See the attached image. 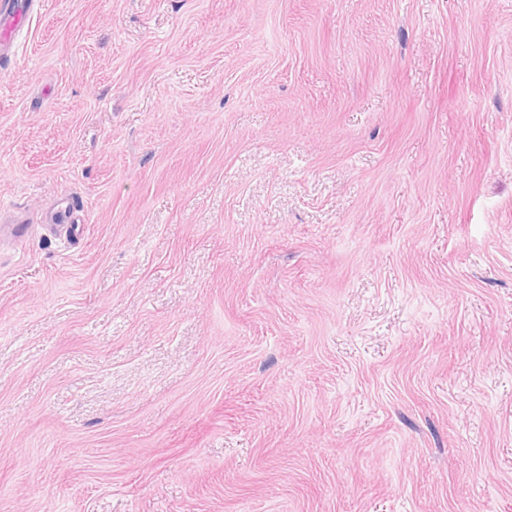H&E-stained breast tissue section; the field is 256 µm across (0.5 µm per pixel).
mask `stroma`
<instances>
[{"instance_id": "obj_1", "label": "stroma", "mask_w": 512, "mask_h": 512, "mask_svg": "<svg viewBox=\"0 0 512 512\" xmlns=\"http://www.w3.org/2000/svg\"><path fill=\"white\" fill-rule=\"evenodd\" d=\"M22 211L0 512H512V0H40Z\"/></svg>"}]
</instances>
